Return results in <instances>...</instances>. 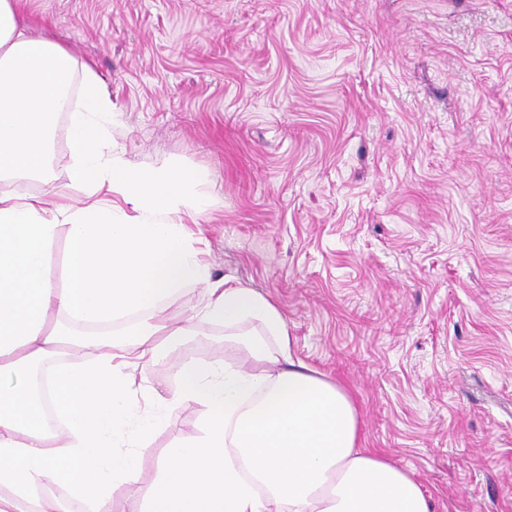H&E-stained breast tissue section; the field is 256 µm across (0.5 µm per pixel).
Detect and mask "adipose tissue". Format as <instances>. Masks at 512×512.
Segmentation results:
<instances>
[{"instance_id": "obj_1", "label": "adipose tissue", "mask_w": 512, "mask_h": 512, "mask_svg": "<svg viewBox=\"0 0 512 512\" xmlns=\"http://www.w3.org/2000/svg\"><path fill=\"white\" fill-rule=\"evenodd\" d=\"M27 2L0 0V512L87 502L115 512L114 492L135 484L136 512H430L411 472L363 447L347 389L293 357L278 307L213 278L199 259L177 218L206 205L205 173L131 165L103 122L113 111L103 79L28 34ZM76 80L71 179L123 205L56 203L14 187L48 177V135ZM187 284L203 287L191 317L262 325L246 343L258 368L189 359L169 395L149 390L150 403L194 402L203 413L143 486L140 450L159 422L130 419L134 369L188 335L164 313ZM130 316L122 335L105 334ZM46 363L52 386L41 396L33 371Z\"/></svg>"}]
</instances>
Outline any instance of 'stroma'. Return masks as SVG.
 Here are the masks:
<instances>
[{
	"label": "stroma",
	"instance_id": "stroma-1",
	"mask_svg": "<svg viewBox=\"0 0 512 512\" xmlns=\"http://www.w3.org/2000/svg\"><path fill=\"white\" fill-rule=\"evenodd\" d=\"M27 24L105 79L129 161L209 173L201 260L279 308L432 512H512V0H30ZM77 103L20 191L87 203ZM192 328L147 385L243 363L245 337ZM201 413L162 407L141 483Z\"/></svg>",
	"mask_w": 512,
	"mask_h": 512
}]
</instances>
